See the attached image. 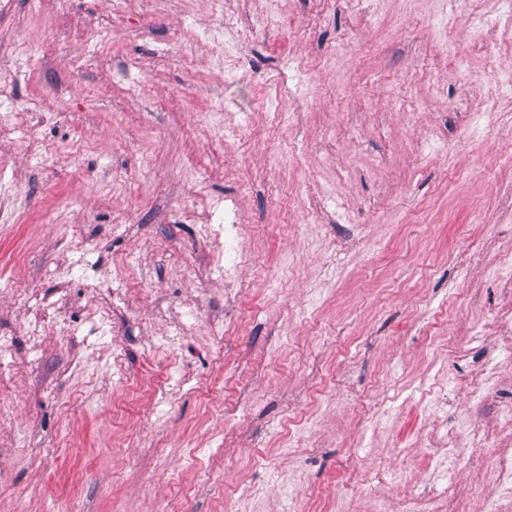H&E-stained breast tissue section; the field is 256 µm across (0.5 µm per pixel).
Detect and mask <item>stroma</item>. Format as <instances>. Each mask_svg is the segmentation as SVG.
Returning <instances> with one entry per match:
<instances>
[{"instance_id": "stroma-1", "label": "stroma", "mask_w": 512, "mask_h": 512, "mask_svg": "<svg viewBox=\"0 0 512 512\" xmlns=\"http://www.w3.org/2000/svg\"><path fill=\"white\" fill-rule=\"evenodd\" d=\"M113 3L0 15V512H224L244 479L241 512H406L428 399L452 428L512 403V329L465 347L512 253V21L239 0L241 32L218 0ZM352 467L384 478L341 494ZM448 485L484 512L489 450ZM497 367V362H490L477 370L466 382L465 387L468 391V395L475 404L482 403L483 399L486 397Z\"/></svg>"}]
</instances>
